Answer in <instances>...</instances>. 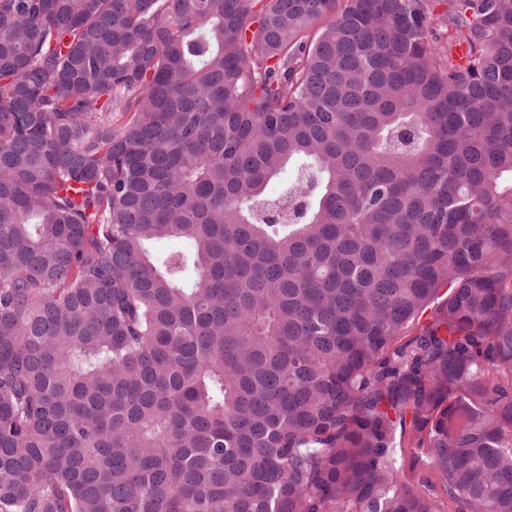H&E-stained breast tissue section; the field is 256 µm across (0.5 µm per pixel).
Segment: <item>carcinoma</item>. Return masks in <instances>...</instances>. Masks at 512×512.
I'll use <instances>...</instances> for the list:
<instances>
[{
	"mask_svg": "<svg viewBox=\"0 0 512 512\" xmlns=\"http://www.w3.org/2000/svg\"><path fill=\"white\" fill-rule=\"evenodd\" d=\"M337 2L0 0V512H512V0Z\"/></svg>",
	"mask_w": 512,
	"mask_h": 512,
	"instance_id": "carcinoma-1",
	"label": "carcinoma"
}]
</instances>
